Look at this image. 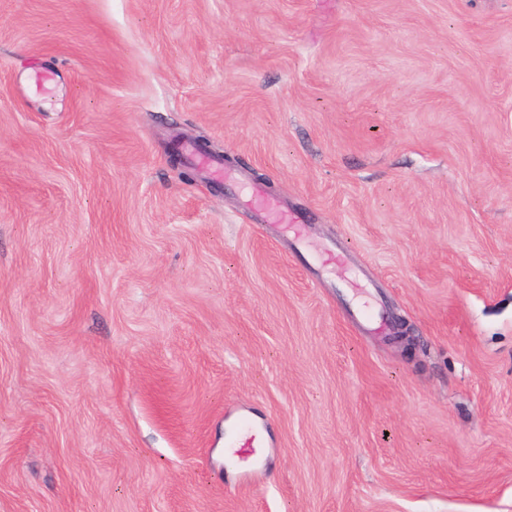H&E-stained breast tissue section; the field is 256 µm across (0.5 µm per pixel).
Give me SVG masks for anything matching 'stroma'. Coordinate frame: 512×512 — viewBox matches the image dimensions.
Returning a JSON list of instances; mask_svg holds the SVG:
<instances>
[{"instance_id":"1","label":"stroma","mask_w":512,"mask_h":512,"mask_svg":"<svg viewBox=\"0 0 512 512\" xmlns=\"http://www.w3.org/2000/svg\"><path fill=\"white\" fill-rule=\"evenodd\" d=\"M0 512H512V0H0ZM254 210L260 219V224H284L288 228H300L302 226V224L295 223L298 222V217L286 211L277 212L270 209L263 201V196L260 193L255 200ZM265 437L262 431L254 426L246 417L240 418L227 432L224 438L225 448H240L225 456L228 466H233L239 452L245 448H257L264 443Z\"/></svg>"}]
</instances>
